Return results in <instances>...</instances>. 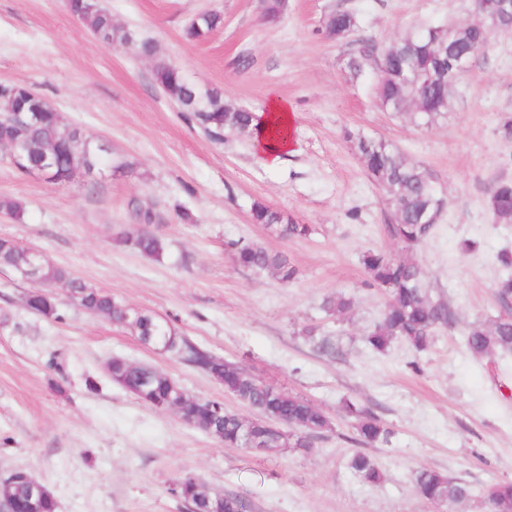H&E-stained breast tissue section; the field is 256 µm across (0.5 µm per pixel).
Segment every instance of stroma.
I'll return each instance as SVG.
<instances>
[{
	"instance_id": "obj_1",
	"label": "stroma",
	"mask_w": 512,
	"mask_h": 512,
	"mask_svg": "<svg viewBox=\"0 0 512 512\" xmlns=\"http://www.w3.org/2000/svg\"><path fill=\"white\" fill-rule=\"evenodd\" d=\"M283 20L263 21L258 0H102L114 24L153 39L159 56L226 104L254 112L271 99L290 105L293 148L266 165L251 142L226 133L213 143L155 85L152 62L134 45L106 44L74 17L66 0H0V83L41 94L70 126L132 163L103 166L58 185L0 159V239L36 250L88 287L164 318L214 355L257 380L295 393L332 420L313 448L259 454L228 447L151 408L114 383L113 357L158 368L194 397L250 410L223 385L143 344L130 328L87 313L52 288L59 318L24 305L42 284L0 269V483L23 470L46 486L56 512H187L171 488L195 476L208 489L250 501L252 512H440L421 498L414 475L434 468L475 488L512 481V355L472 356L463 332L502 311L498 252L512 250V223L496 222L487 190L512 181V141L498 126L512 116V30H491L488 45L460 75L453 106L424 128L382 108L381 73L367 62L351 79L346 62L360 39L384 49L428 26L475 21L472 0H287ZM352 11L355 37L334 40L326 16ZM223 13L224 26L186 40L196 14ZM380 139L429 170L446 201L433 233L412 251L425 284L457 317L428 349L397 342L371 351L363 337L379 320L384 291L368 286L367 252L400 254L386 225L394 211L366 172L347 133ZM150 206L162 260L113 244L117 228L140 231L132 204ZM260 202L310 225L281 239L252 223ZM191 221H183L181 212ZM254 242L287 254L295 280L283 283L238 266L226 244ZM354 306L328 316L326 296ZM335 337L330 359L305 327ZM369 408L393 435L369 454L384 474L363 483L348 466L359 447L344 402Z\"/></svg>"
}]
</instances>
